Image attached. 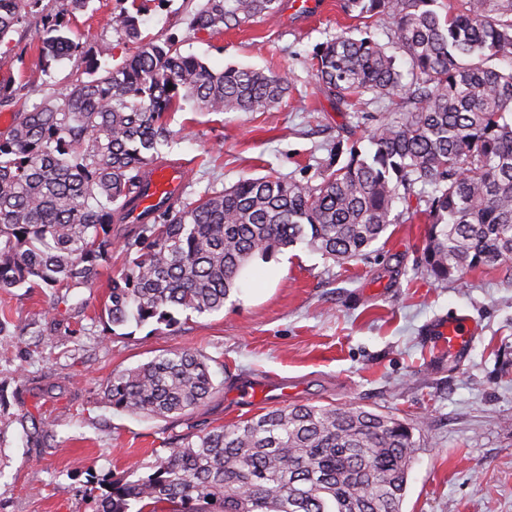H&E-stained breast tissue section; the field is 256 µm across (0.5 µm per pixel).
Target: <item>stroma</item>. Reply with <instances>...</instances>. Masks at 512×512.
Instances as JSON below:
<instances>
[{"label":"stroma","instance_id":"stroma-1","mask_svg":"<svg viewBox=\"0 0 512 512\" xmlns=\"http://www.w3.org/2000/svg\"><path fill=\"white\" fill-rule=\"evenodd\" d=\"M201 2L145 0L143 34L176 36L183 54L215 70L285 72L294 84L268 112L206 113L190 103L176 112L158 162L183 166L184 194L196 198L244 176L315 184L337 144L371 152L368 136L385 103L337 111L314 77L317 46L362 26L341 0H323L303 20L281 0L276 14L222 32L189 26ZM122 6L90 0L73 26L87 47L111 46V68L134 50L114 23ZM42 38L32 21L0 45V80L18 89L16 103L0 107V132L85 74L76 57L42 68ZM404 209L396 204L398 223L363 256L338 264L303 244L285 249L255 261L257 298L239 291L220 312L170 327H110L107 280L126 263L117 244L99 280L62 303L47 292H0V512H96L110 480L150 474L179 438L272 407L239 391L274 381L290 385L287 406H360L413 424L419 450L402 512H512V274L481 267L435 281L420 264L425 217ZM454 314L477 328L462 363L426 333ZM180 349L209 360L219 390L205 405L168 418L112 408L104 390L113 372Z\"/></svg>","mask_w":512,"mask_h":512}]
</instances>
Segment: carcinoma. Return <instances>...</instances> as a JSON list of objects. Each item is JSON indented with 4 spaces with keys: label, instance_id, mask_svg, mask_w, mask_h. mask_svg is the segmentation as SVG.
Returning <instances> with one entry per match:
<instances>
[{
    "label": "carcinoma",
    "instance_id": "1",
    "mask_svg": "<svg viewBox=\"0 0 512 512\" xmlns=\"http://www.w3.org/2000/svg\"><path fill=\"white\" fill-rule=\"evenodd\" d=\"M0 0V43L36 19L45 67L87 56V78L19 112L0 134V290L60 291L95 282L119 234L127 266L108 282L114 327L179 322L224 309L254 257L299 243L346 263L383 236L395 204L432 188L422 260L437 281L476 267L512 268V0H343L367 29L319 44L315 79L347 111L367 94L399 100L369 135L374 150L336 153L316 185L267 175L196 199H164L132 217L145 177L169 144V120L191 99L204 112H268L292 77L227 65L215 71L178 41L145 37L131 0L116 25L137 44L116 68L92 55L69 17L89 0ZM280 0H204L196 29L222 31L279 11ZM411 63L410 80L397 64ZM511 65L502 71L493 60ZM348 153L339 162L342 153ZM199 353L174 350L112 373V407L183 415L216 392ZM417 451L411 425L363 407L296 404L188 434L145 477L112 481L98 512H402Z\"/></svg>",
    "mask_w": 512,
    "mask_h": 512
}]
</instances>
